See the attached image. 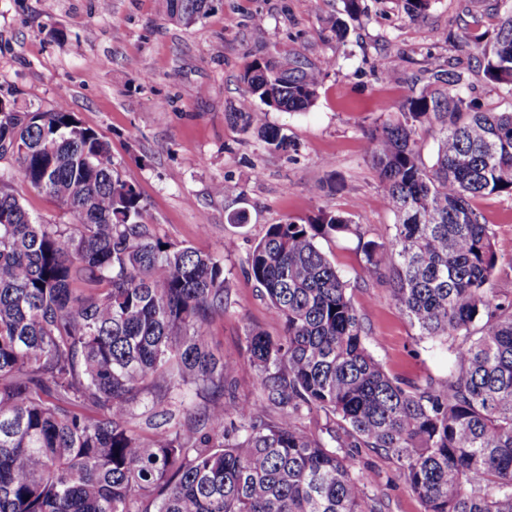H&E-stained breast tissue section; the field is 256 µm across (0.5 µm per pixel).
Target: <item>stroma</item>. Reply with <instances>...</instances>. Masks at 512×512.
<instances>
[{
	"label": "stroma",
	"mask_w": 512,
	"mask_h": 512,
	"mask_svg": "<svg viewBox=\"0 0 512 512\" xmlns=\"http://www.w3.org/2000/svg\"><path fill=\"white\" fill-rule=\"evenodd\" d=\"M365 4L367 18L351 22L341 43L331 23L343 14L342 0H214L189 27L161 17L156 0H109L105 10L99 0H0V94L11 93L21 111L65 104L109 143L116 169L147 206L154 235L223 257L231 306L212 315L208 341L242 361L232 386L241 401L259 399L257 375L246 365L248 330L282 332L246 273L249 251L270 225L304 224L323 210L358 226L318 246L351 279L374 357L406 381L448 373L446 349L419 339L388 284L354 280L363 260L359 240L388 241L395 223L364 142L390 119L409 78L431 67L475 66L459 35L475 18L495 32V0H432L421 16L409 14L403 0ZM294 53L311 67L327 58L336 64L323 69L309 112H269L296 145L273 152L227 114L251 104L240 80L248 64ZM384 71L391 80L381 79ZM218 183L228 193L216 194ZM478 205L496 233L493 282L511 292L512 198L489 196ZM236 212L246 223H229ZM358 464L371 472L370 494L386 512H424L392 455L363 448Z\"/></svg>",
	"instance_id": "35a3bbf8"
}]
</instances>
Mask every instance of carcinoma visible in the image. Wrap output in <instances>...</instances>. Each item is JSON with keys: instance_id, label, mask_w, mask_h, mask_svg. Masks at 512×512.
<instances>
[{"instance_id": "1", "label": "carcinoma", "mask_w": 512, "mask_h": 512, "mask_svg": "<svg viewBox=\"0 0 512 512\" xmlns=\"http://www.w3.org/2000/svg\"><path fill=\"white\" fill-rule=\"evenodd\" d=\"M184 26L210 0H159ZM492 39L475 19L461 39L483 80L512 97V0H496ZM321 71L298 56L252 61L241 80L268 108L303 112ZM470 73L435 70L411 86L365 152L396 218L367 241L355 274L386 281L418 336L447 349L448 376L423 385L372 355L350 282L317 238L355 232L339 212L272 224L247 258L277 338L251 329L256 403L224 397L242 364L208 345L229 307L224 260L155 236L108 143L62 108L0 112V512H384L361 448L394 456L424 512H512V294L498 291L495 232L477 200L512 197V111L464 96ZM269 148L295 145L264 110L227 113ZM436 133L426 164L416 124ZM54 199L64 222L34 220L15 179ZM193 385L214 402L174 420L170 395ZM154 394L148 434L129 427ZM323 412L346 441L302 424ZM337 446H332V443Z\"/></svg>"}]
</instances>
